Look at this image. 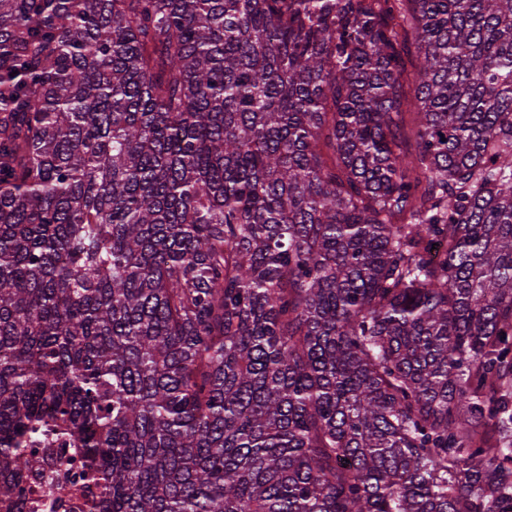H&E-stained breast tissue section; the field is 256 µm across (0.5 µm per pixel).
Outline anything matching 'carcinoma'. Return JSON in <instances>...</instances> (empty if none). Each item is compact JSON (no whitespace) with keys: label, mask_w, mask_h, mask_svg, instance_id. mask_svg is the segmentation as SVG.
Returning <instances> with one entry per match:
<instances>
[{"label":"carcinoma","mask_w":512,"mask_h":512,"mask_svg":"<svg viewBox=\"0 0 512 512\" xmlns=\"http://www.w3.org/2000/svg\"><path fill=\"white\" fill-rule=\"evenodd\" d=\"M44 432L97 512H512V0H0V512Z\"/></svg>","instance_id":"obj_1"}]
</instances>
